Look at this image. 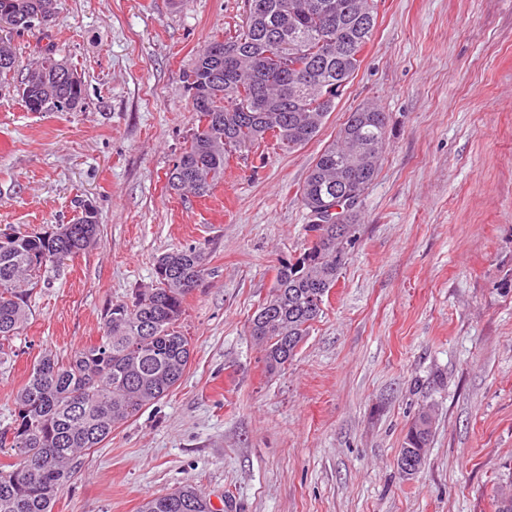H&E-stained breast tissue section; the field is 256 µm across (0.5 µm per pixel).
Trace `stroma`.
<instances>
[{"label": "stroma", "mask_w": 512, "mask_h": 512, "mask_svg": "<svg viewBox=\"0 0 512 512\" xmlns=\"http://www.w3.org/2000/svg\"><path fill=\"white\" fill-rule=\"evenodd\" d=\"M245 0H60L14 36L19 68L55 43L86 96L30 112L0 88V227L45 231L77 202L101 235L49 269L0 367V431L36 357L96 341L101 315L200 246L178 387L118 424L55 512H138L185 482L218 512H496L512 481V0H378L374 35L318 136L231 157L207 196L166 173L190 128L183 72L235 32ZM389 115L355 244L294 359L268 372L247 331L310 221L297 193L348 113ZM420 471L397 458L422 411Z\"/></svg>", "instance_id": "stroma-1"}]
</instances>
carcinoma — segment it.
Segmentation results:
<instances>
[{
  "label": "carcinoma",
  "instance_id": "carcinoma-1",
  "mask_svg": "<svg viewBox=\"0 0 512 512\" xmlns=\"http://www.w3.org/2000/svg\"><path fill=\"white\" fill-rule=\"evenodd\" d=\"M58 0H0V14L23 20L0 28L11 35L32 30L27 21L50 25ZM377 0H247L239 29L224 37V54L213 44L199 50L184 72L192 127L166 173L167 188L206 196L224 180L233 155L273 141L294 149L321 131L336 99L361 66L377 19ZM24 76L18 74L11 42L0 37V87L16 88L24 107L47 102L75 111L84 85L75 69L46 44ZM389 115L372 105L348 113L331 144L314 160L298 188L313 215L336 206V193L355 201L324 224L303 253L283 262L265 320L249 321V335L264 346L266 368L277 371L297 354L323 307L318 301L336 286L352 244L361 197L377 176L386 146ZM97 211H78L54 231L0 234V361L4 343L20 335L29 307L18 289L24 278L38 286L47 268L97 245ZM208 254L200 246L175 248L156 261L155 281L138 288L129 302L111 304L102 314L97 340L67 360L36 359L15 395L14 419L0 432L18 463L0 465V512H53L57 495L81 470V456L104 442L112 428L160 400L182 379L193 349L181 330L185 301L207 274ZM423 428L408 430L398 455H425L432 416ZM139 512H212L198 487L188 484L146 499Z\"/></svg>",
  "mask_w": 512,
  "mask_h": 512
}]
</instances>
